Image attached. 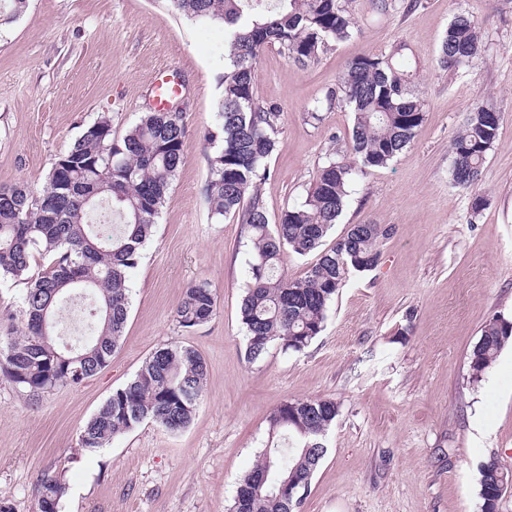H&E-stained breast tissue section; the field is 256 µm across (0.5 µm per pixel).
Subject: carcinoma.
<instances>
[{"label": "carcinoma", "instance_id": "1", "mask_svg": "<svg viewBox=\"0 0 512 512\" xmlns=\"http://www.w3.org/2000/svg\"><path fill=\"white\" fill-rule=\"evenodd\" d=\"M170 10L192 21L224 27L223 95L218 104L219 147L210 158L204 195L217 219L232 215L247 226L253 244L251 281L239 315L247 332L246 354L254 362L278 345L301 352L323 331L327 311L352 272L376 267L379 224H355L328 250L321 249L347 201L353 176L383 168L415 138L426 103L411 94L403 64L394 57L364 55L347 62L336 89L353 112L354 161L329 160L299 206L270 225L259 185L277 146L281 113L261 106L254 93L255 63L278 45L307 65L331 42L352 36L354 22L341 0H274L264 9L253 0H167ZM484 50L478 23L460 14L448 27L441 65L454 70ZM501 116L480 100L450 142L455 187L470 190L498 134ZM186 127L181 112H146L122 136L101 115L53 163L46 188L0 186V280H25L21 335L0 333V374L31 399L76 387L112 360L128 319V278L184 160ZM320 252L305 276L288 278L285 252ZM51 258L35 277V253ZM79 289L92 295L86 317L91 334L69 345L55 332L58 304ZM216 295L206 281L191 283L176 306L178 324L196 328L211 319ZM49 325H42L41 312ZM512 343V320L491 319L469 352L478 382ZM208 366L194 348L172 342L154 351L135 376L115 389L79 435L81 451L94 454L113 437L151 420L170 432L188 428L202 399ZM332 399H294L270 415L269 440L260 459L240 480L232 512H299L279 487L310 485L326 454L324 437L336 420ZM267 474L264 485L260 475ZM512 488V469L491 455L479 466L480 512H499ZM66 486L45 473L39 480V512H60Z\"/></svg>", "mask_w": 512, "mask_h": 512}]
</instances>
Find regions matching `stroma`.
Wrapping results in <instances>:
<instances>
[{
    "label": "stroma",
    "instance_id": "1",
    "mask_svg": "<svg viewBox=\"0 0 512 512\" xmlns=\"http://www.w3.org/2000/svg\"><path fill=\"white\" fill-rule=\"evenodd\" d=\"M348 0L356 32L301 66L276 46L257 58L255 97L280 111L260 192L270 221L304 201L318 170L350 159L353 114L328 101L346 61L404 46L426 101L414 142L386 167L353 177L324 241L390 227L375 269L354 273L325 328L299 353L248 361L239 307L253 247L244 224L212 218L204 197L217 144L224 29L172 13L166 0H28L0 25V185L42 191L54 160L101 115L113 135L155 100L158 75L184 84L185 162L129 276L130 311L110 363L76 388L30 401L0 376V502L37 512L44 473L61 478L60 512H229L268 440L269 415L293 399L332 398L339 414L300 512H480L478 468L512 466V346L472 381L468 354L487 321L512 319V0ZM485 50L438 63L459 13ZM501 115L475 190L451 180L450 141L475 99ZM488 204L472 208L475 196ZM208 281L217 310L195 329L174 316L184 289ZM177 341L206 360L204 400L173 434L144 421L94 455L83 425L155 350Z\"/></svg>",
    "mask_w": 512,
    "mask_h": 512
}]
</instances>
